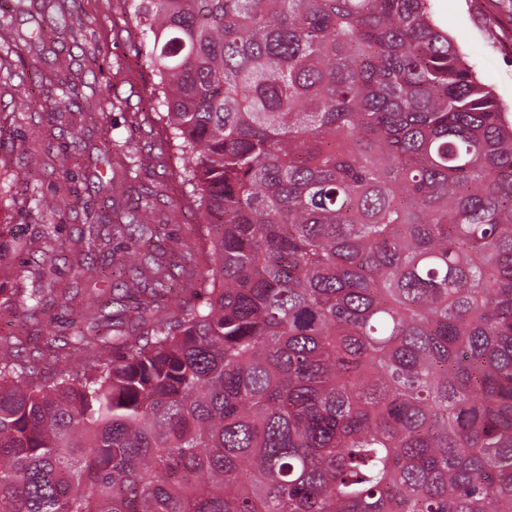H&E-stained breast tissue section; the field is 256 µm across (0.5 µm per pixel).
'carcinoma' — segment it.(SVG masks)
Returning <instances> with one entry per match:
<instances>
[{"mask_svg":"<svg viewBox=\"0 0 512 512\" xmlns=\"http://www.w3.org/2000/svg\"><path fill=\"white\" fill-rule=\"evenodd\" d=\"M116 10L209 267L170 301L150 200L114 208L67 367L0 336V512H512V115L429 0Z\"/></svg>","mask_w":512,"mask_h":512,"instance_id":"cac0c4a2","label":"carcinoma"}]
</instances>
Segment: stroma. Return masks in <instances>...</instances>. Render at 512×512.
Listing matches in <instances>:
<instances>
[{"label": "stroma", "instance_id": "obj_1", "mask_svg": "<svg viewBox=\"0 0 512 512\" xmlns=\"http://www.w3.org/2000/svg\"><path fill=\"white\" fill-rule=\"evenodd\" d=\"M59 2V8L34 17L17 0H0V15L16 30L45 35L39 53L26 46L0 47V225L27 244L6 267L4 282L9 288L31 287L28 267L36 261L58 287L45 295L37 316L27 319L0 296V336H23L27 352L38 354L39 368L50 373L61 364L39 353L48 327L64 334L70 312L80 310L93 290L72 266L81 231L96 223L108 204L107 194L93 190L97 178L111 176L99 153L103 137L112 139L115 151L140 161L136 179L124 190L133 198L149 196L153 219L167 233L165 251L182 255L174 271L179 298H191L205 261L201 215L180 177L178 155L154 120L155 78L137 65L132 27L114 10L113 0ZM431 10L481 80L512 105V0H431ZM55 72L74 84L77 103L101 104L104 119L85 122L75 105H61L48 80ZM78 123L82 144L75 149L69 132ZM35 192L56 196L53 221L66 247L44 237L42 215L29 203Z\"/></svg>", "mask_w": 512, "mask_h": 512}]
</instances>
